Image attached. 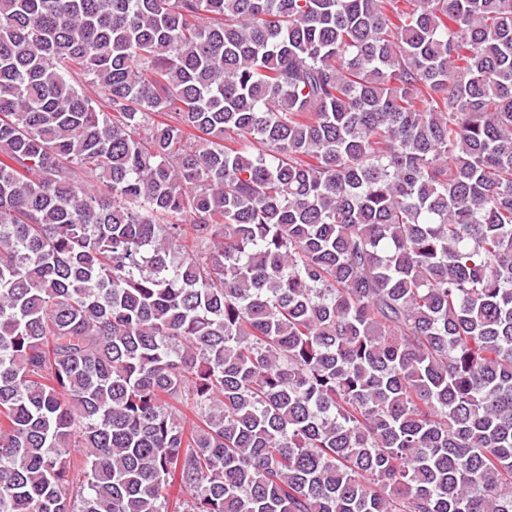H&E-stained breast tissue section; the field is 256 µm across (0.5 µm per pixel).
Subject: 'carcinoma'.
Segmentation results:
<instances>
[{"label":"carcinoma","mask_w":512,"mask_h":512,"mask_svg":"<svg viewBox=\"0 0 512 512\" xmlns=\"http://www.w3.org/2000/svg\"><path fill=\"white\" fill-rule=\"evenodd\" d=\"M0 512H512V0H0Z\"/></svg>","instance_id":"carcinoma-1"}]
</instances>
